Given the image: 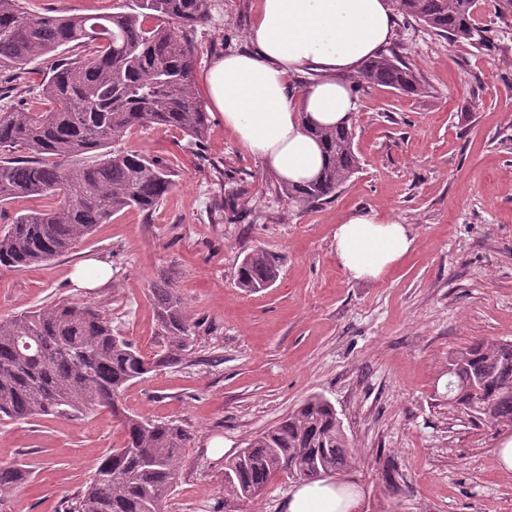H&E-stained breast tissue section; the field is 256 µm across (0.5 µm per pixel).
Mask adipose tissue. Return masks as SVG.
<instances>
[{"mask_svg":"<svg viewBox=\"0 0 512 512\" xmlns=\"http://www.w3.org/2000/svg\"><path fill=\"white\" fill-rule=\"evenodd\" d=\"M395 29L390 0H258L246 49L218 57L202 84L210 105L240 146L281 182L314 179L326 158L314 127L349 122L357 98L340 75L389 45ZM311 72L300 87L298 74ZM408 225L374 210L337 224L333 252L354 279H380L411 249ZM357 493L320 480L288 493L286 512H352Z\"/></svg>","mask_w":512,"mask_h":512,"instance_id":"obj_1","label":"adipose tissue"}]
</instances>
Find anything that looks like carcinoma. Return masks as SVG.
Here are the masks:
<instances>
[{"label":"carcinoma","instance_id":"carcinoma-1","mask_svg":"<svg viewBox=\"0 0 512 512\" xmlns=\"http://www.w3.org/2000/svg\"><path fill=\"white\" fill-rule=\"evenodd\" d=\"M409 22L454 42L488 47L475 20L477 0H392ZM208 0H132L93 16L34 18L23 0H0V204L38 198L41 209L19 211L0 234V269L22 270L71 251L99 224L129 207L154 209L173 181L161 161L114 144L144 127L178 129L200 143L209 115L195 79L187 32L208 20ZM50 57L39 97L47 110L15 98L27 66ZM380 86L407 96L428 92L395 51L364 62L353 90ZM327 157L320 176L283 185L291 202L311 206L336 198L358 171L352 128L314 129ZM91 152L94 165L76 160ZM279 270L264 251L245 256L237 286L268 288ZM164 350L149 358L112 333L100 310L60 301L0 318V420L85 417L102 408L119 423L123 442L100 461L86 489L62 512H161L179 480V460L194 434L176 422L120 412L123 392L159 367L182 363L195 345L179 289L167 278L150 288ZM448 405L483 423L512 425V342L476 341L448 358ZM349 441L334 406L312 396L253 437L224 466V490L259 498L278 471L306 483L347 466ZM30 474L0 466V507Z\"/></svg>","mask_w":512,"mask_h":512}]
</instances>
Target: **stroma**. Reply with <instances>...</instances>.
I'll return each mask as SVG.
<instances>
[{
    "mask_svg": "<svg viewBox=\"0 0 512 512\" xmlns=\"http://www.w3.org/2000/svg\"><path fill=\"white\" fill-rule=\"evenodd\" d=\"M491 49L454 43L397 19L393 47L429 86L422 97L368 87L349 124L359 170L335 200L288 202L280 182L211 113L204 142L144 128L124 150L162 160L173 188L153 211L128 209L55 260L0 271V317L65 300L100 307L146 356L165 343L150 288L170 278L197 321L182 364L132 384L119 406L178 420L195 435L162 512H283L295 476L255 501L225 492L214 441L239 451L304 399L330 400L351 458L334 479L359 492L356 512H512V474L495 450L510 425H483L448 405V356L478 340L512 341V12L480 0ZM122 0H25L34 17L111 12ZM256 0H209L188 39L195 71L243 49ZM374 209L410 225V252L377 280L349 278L333 252L345 216ZM263 249L270 288H238V267ZM112 270L92 289L74 267ZM111 415L0 421V465L30 472L6 512H60L98 459L119 446ZM393 482H386L387 468Z\"/></svg>",
    "mask_w": 512,
    "mask_h": 512,
    "instance_id": "1",
    "label": "stroma"
}]
</instances>
